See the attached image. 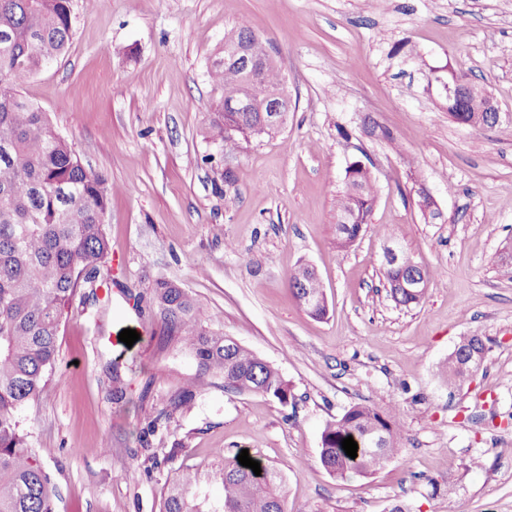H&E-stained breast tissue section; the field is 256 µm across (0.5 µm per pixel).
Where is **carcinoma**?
I'll use <instances>...</instances> for the list:
<instances>
[{"instance_id": "1", "label": "carcinoma", "mask_w": 512, "mask_h": 512, "mask_svg": "<svg viewBox=\"0 0 512 512\" xmlns=\"http://www.w3.org/2000/svg\"><path fill=\"white\" fill-rule=\"evenodd\" d=\"M73 0H0V512H54L56 489L30 447L18 412L46 390L56 367L64 318L76 297L97 298L111 288L106 233L112 186L87 170L47 113L20 93L29 77L63 56L73 35ZM242 74L218 63L209 69L220 90L211 106L208 134L218 147L234 151L256 137V112L224 111L238 92ZM376 200L372 176L346 177L336 195V245L348 249L363 232ZM299 270L289 276L293 297L321 294L318 284L298 287ZM153 304L163 337L195 360L197 371L156 411L152 425L190 407L206 377L224 380V390L263 391L286 407L291 384L270 363L237 341L203 324L193 296L178 283L158 280ZM487 341L468 336L448 356L445 378L458 389L470 378L471 358L486 357ZM384 436L380 448L366 446L368 432ZM397 413L354 405L330 422L321 436L320 462L333 477L370 475L398 453ZM357 442V457L341 441ZM238 454L224 458V499L212 504L193 492L196 475L176 474L166 486L161 512H285L281 474L260 463L261 473L242 466Z\"/></svg>"}]
</instances>
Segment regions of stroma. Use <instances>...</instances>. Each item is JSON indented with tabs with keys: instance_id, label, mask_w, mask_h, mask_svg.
I'll return each instance as SVG.
<instances>
[{
	"instance_id": "stroma-1",
	"label": "stroma",
	"mask_w": 512,
	"mask_h": 512,
	"mask_svg": "<svg viewBox=\"0 0 512 512\" xmlns=\"http://www.w3.org/2000/svg\"><path fill=\"white\" fill-rule=\"evenodd\" d=\"M248 27L291 96L285 128L218 151L207 137L208 63ZM512 114V0H74L65 55L22 85L86 168L114 191L106 232L115 285L74 301L50 388L20 413L57 489L56 512H161L189 470L211 501L239 449L284 477L285 512H512V123L448 115L449 73ZM377 186L365 233L336 246L350 162ZM428 192L439 219L418 206ZM396 244L431 272L419 304L396 305L382 260ZM317 270L310 316L289 275ZM177 281L204 321L279 369L293 408L205 379L188 411L148 425L196 373L158 338L150 296ZM136 330L133 346L120 342ZM489 352L469 381L443 373L460 338ZM125 397L113 402L109 361ZM355 404L398 409V454L372 475L334 478L325 424Z\"/></svg>"
}]
</instances>
